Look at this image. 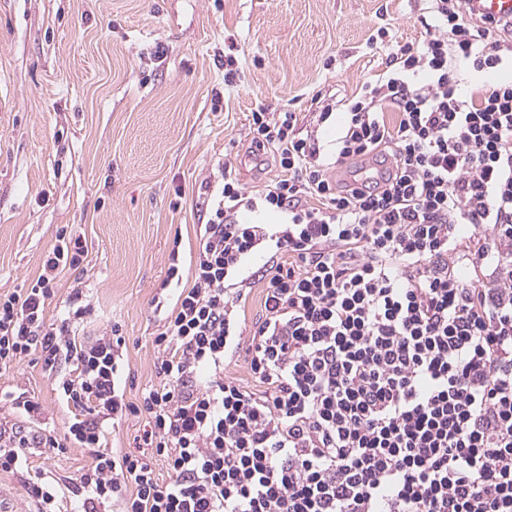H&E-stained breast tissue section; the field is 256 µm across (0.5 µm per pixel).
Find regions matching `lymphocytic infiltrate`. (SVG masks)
<instances>
[{
    "label": "lymphocytic infiltrate",
    "mask_w": 512,
    "mask_h": 512,
    "mask_svg": "<svg viewBox=\"0 0 512 512\" xmlns=\"http://www.w3.org/2000/svg\"><path fill=\"white\" fill-rule=\"evenodd\" d=\"M430 2L434 24L391 45L332 151L297 113L252 112V143L282 175L251 195L225 164L139 402L119 326L76 342L78 292L71 319L47 317L59 271L84 268V239L59 231L39 275L0 294V376L31 355L73 366L56 392L76 412L60 434L0 431V472L34 446L81 449L79 512H512V80L492 78L512 68V37L468 0ZM353 161L359 188L332 175ZM244 209L288 220L249 224ZM260 252L258 277L246 262ZM239 355L251 385L224 373ZM142 412L165 473L105 440L102 420Z\"/></svg>",
    "instance_id": "1"
}]
</instances>
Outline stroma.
I'll use <instances>...</instances> for the list:
<instances>
[{
	"mask_svg": "<svg viewBox=\"0 0 512 512\" xmlns=\"http://www.w3.org/2000/svg\"><path fill=\"white\" fill-rule=\"evenodd\" d=\"M428 15L427 0H0V293L38 275L58 229L85 237L84 269L59 276L48 316L66 317L79 290L90 309L76 336L120 325L126 396L139 401L158 381L152 340L177 296L163 285L173 240L192 280L209 218L202 184L219 191L228 161L250 193L279 174L250 151V113L288 109L312 129V97L343 106L384 70L378 30L415 40ZM1 388L43 406L29 422L0 403L2 428L60 433L72 416L35 357ZM28 462L0 472V507L38 512L34 469L59 483L58 512H72L69 479L90 457L33 448Z\"/></svg>",
	"mask_w": 512,
	"mask_h": 512,
	"instance_id": "obj_1",
	"label": "stroma"
}]
</instances>
